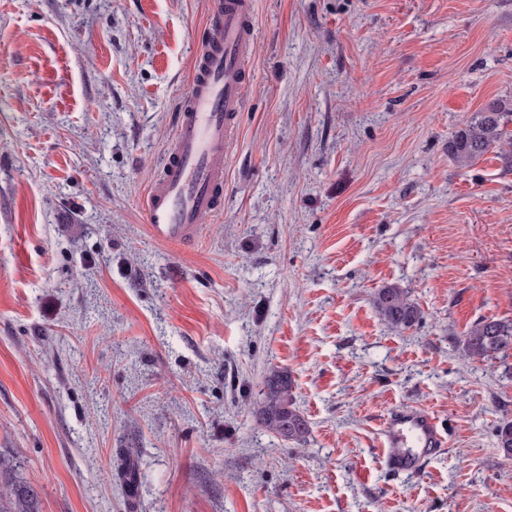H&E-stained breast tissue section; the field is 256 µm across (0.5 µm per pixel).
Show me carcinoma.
<instances>
[{
	"label": "carcinoma",
	"instance_id": "obj_1",
	"mask_svg": "<svg viewBox=\"0 0 512 512\" xmlns=\"http://www.w3.org/2000/svg\"><path fill=\"white\" fill-rule=\"evenodd\" d=\"M512 145V99H496L475 113L451 140L448 154L466 167L489 151ZM374 305L382 319L396 329H409L421 312L408 291L396 284L385 285L374 294ZM462 351L471 360H493L512 355V319H486L472 326L462 339ZM288 373L272 370L265 377L264 398L255 411L258 426L285 441L302 442L310 433L309 421L295 406ZM498 448L512 456V423L497 430ZM0 512H41L35 489L21 480L0 481Z\"/></svg>",
	"mask_w": 512,
	"mask_h": 512
}]
</instances>
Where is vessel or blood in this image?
Listing matches in <instances>:
<instances>
[{"instance_id":"b4317fda","label":"vessel or blood","mask_w":512,"mask_h":512,"mask_svg":"<svg viewBox=\"0 0 512 512\" xmlns=\"http://www.w3.org/2000/svg\"><path fill=\"white\" fill-rule=\"evenodd\" d=\"M252 15V0H216L208 15L209 40L179 105L172 147L143 200L144 222L155 242L196 244L202 217L219 207L224 161L243 109ZM447 444L446 430L432 413L397 409L381 426L378 448L389 471L416 475Z\"/></svg>"}]
</instances>
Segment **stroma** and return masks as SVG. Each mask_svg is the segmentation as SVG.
<instances>
[{
    "label": "stroma",
    "instance_id": "1",
    "mask_svg": "<svg viewBox=\"0 0 512 512\" xmlns=\"http://www.w3.org/2000/svg\"><path fill=\"white\" fill-rule=\"evenodd\" d=\"M213 2L0 0V455L42 512H512V356L460 344L512 319V171L448 153L512 98V0H253L224 203L181 249L142 198ZM273 369L306 441L255 422ZM397 408L447 429L415 476L376 453ZM374 305L382 319L396 329H409L421 318V312L408 291L396 284L385 285L374 294Z\"/></svg>",
    "mask_w": 512,
    "mask_h": 512
}]
</instances>
